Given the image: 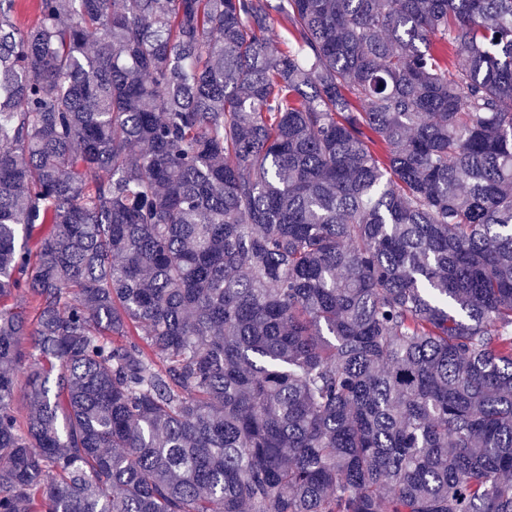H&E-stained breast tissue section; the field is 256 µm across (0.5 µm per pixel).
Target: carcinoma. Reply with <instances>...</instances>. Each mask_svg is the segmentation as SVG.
Segmentation results:
<instances>
[{
  "mask_svg": "<svg viewBox=\"0 0 512 512\" xmlns=\"http://www.w3.org/2000/svg\"><path fill=\"white\" fill-rule=\"evenodd\" d=\"M18 4L0 512H512V0Z\"/></svg>",
  "mask_w": 512,
  "mask_h": 512,
  "instance_id": "cac0c4a2",
  "label": "carcinoma"
}]
</instances>
